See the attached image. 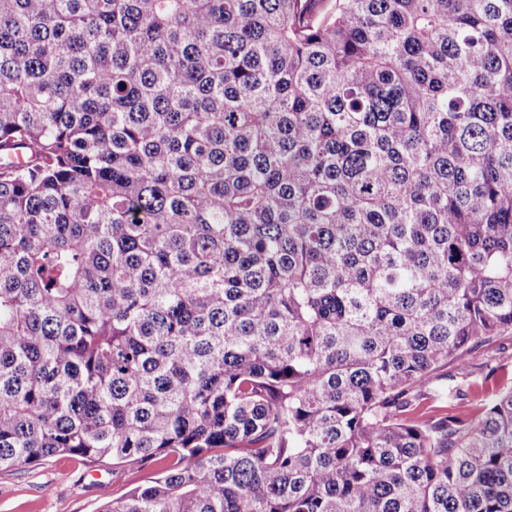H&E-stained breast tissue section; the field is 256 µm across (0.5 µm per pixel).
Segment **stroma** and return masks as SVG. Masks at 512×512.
Returning <instances> with one entry per match:
<instances>
[{"instance_id": "stroma-1", "label": "stroma", "mask_w": 512, "mask_h": 512, "mask_svg": "<svg viewBox=\"0 0 512 512\" xmlns=\"http://www.w3.org/2000/svg\"><path fill=\"white\" fill-rule=\"evenodd\" d=\"M512 375V334L479 346L465 365L449 364L447 371L473 385H482L484 362ZM157 465H83L66 456H55L37 466L0 470V512H99L143 479L155 476Z\"/></svg>"}]
</instances>
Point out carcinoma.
Listing matches in <instances>:
<instances>
[{
    "mask_svg": "<svg viewBox=\"0 0 512 512\" xmlns=\"http://www.w3.org/2000/svg\"><path fill=\"white\" fill-rule=\"evenodd\" d=\"M512 0H0V470L99 512H512ZM491 360L492 365H498L503 368L506 378L510 380L512 375V334L505 333L498 336L488 343L479 346L475 352L468 356L463 366L456 363L449 364L442 368L438 373H448L456 375L457 379L466 380V383H472L479 386L484 383V376L487 370H483L482 364ZM158 463L114 466L112 462L83 465L55 456L37 466L0 470V512H97L147 477L155 476ZM53 485L45 496L43 490Z\"/></svg>",
    "mask_w": 512,
    "mask_h": 512,
    "instance_id": "carcinoma-1",
    "label": "carcinoma"
}]
</instances>
